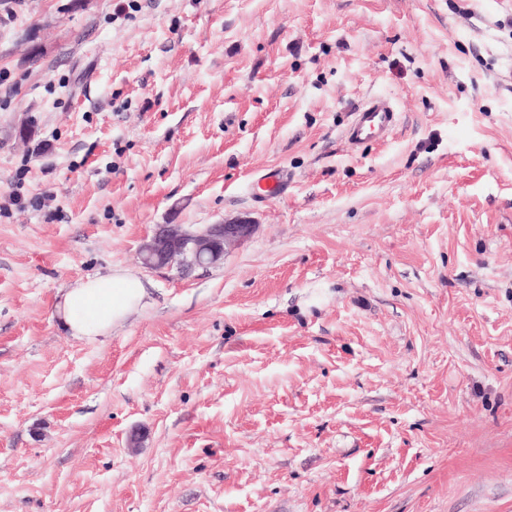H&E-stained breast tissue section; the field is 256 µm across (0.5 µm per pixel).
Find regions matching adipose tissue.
<instances>
[{
  "label": "adipose tissue",
  "mask_w": 512,
  "mask_h": 512,
  "mask_svg": "<svg viewBox=\"0 0 512 512\" xmlns=\"http://www.w3.org/2000/svg\"><path fill=\"white\" fill-rule=\"evenodd\" d=\"M146 297L143 282L121 269L75 281L61 291L56 314L77 339L109 336Z\"/></svg>",
  "instance_id": "obj_1"
}]
</instances>
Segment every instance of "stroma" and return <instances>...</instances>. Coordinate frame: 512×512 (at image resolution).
<instances>
[{
	"label": "stroma",
	"mask_w": 512,
	"mask_h": 512,
	"mask_svg": "<svg viewBox=\"0 0 512 512\" xmlns=\"http://www.w3.org/2000/svg\"><path fill=\"white\" fill-rule=\"evenodd\" d=\"M16 187L0 512H512V0H0ZM237 218L220 265L138 259ZM117 267L143 306L69 336ZM398 120V112L389 101L369 98L355 110V118L345 130V139L356 145L385 140ZM258 194L263 197H275L283 194L288 187V177L282 170H269L257 180ZM143 282L121 269L88 276L63 288L56 314L75 339L110 336L146 297Z\"/></svg>",
	"instance_id": "stroma-1"
}]
</instances>
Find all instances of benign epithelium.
Here are the masks:
<instances>
[{
  "label": "benign epithelium",
  "mask_w": 512,
  "mask_h": 512,
  "mask_svg": "<svg viewBox=\"0 0 512 512\" xmlns=\"http://www.w3.org/2000/svg\"><path fill=\"white\" fill-rule=\"evenodd\" d=\"M255 225L247 220L211 224L193 232L182 224H157L141 245L142 264L150 270L174 266H209L224 261L227 249L241 244L253 234Z\"/></svg>",
  "instance_id": "benign-epithelium-1"
}]
</instances>
